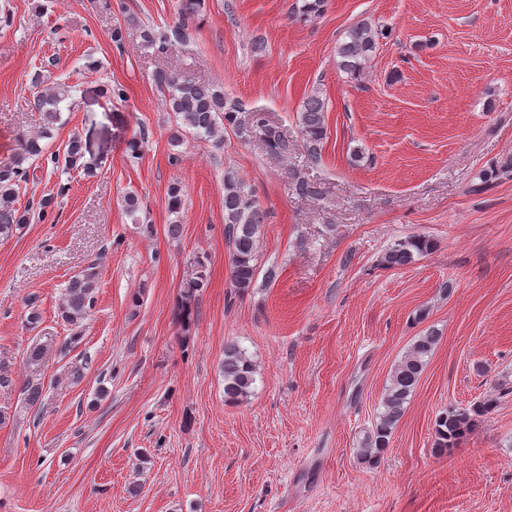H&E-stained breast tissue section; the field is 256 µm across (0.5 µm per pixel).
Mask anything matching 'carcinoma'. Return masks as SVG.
Here are the masks:
<instances>
[{
    "label": "carcinoma",
    "instance_id": "carcinoma-1",
    "mask_svg": "<svg viewBox=\"0 0 512 512\" xmlns=\"http://www.w3.org/2000/svg\"><path fill=\"white\" fill-rule=\"evenodd\" d=\"M201 0H181L177 22L170 29L142 26L139 29L140 46L167 53L176 48L187 36L190 22L195 17ZM382 32L367 22L351 27L336 48L341 58L340 66L348 74L358 76L364 70L377 47ZM35 88L33 108L42 113L44 125H54L60 117V104L70 96V90L60 84H44L39 73L32 78ZM156 84L164 94L165 108L180 121L181 131L192 136L223 141L224 129L230 128L241 138L253 134L261 136L268 153L280 156L288 149V140L278 127L268 123L263 113L249 111L244 104L213 84H199L182 79L176 72L162 70L156 75ZM327 106L317 92L306 96L299 108V133L307 153V161L316 165L321 160L323 140L327 135ZM83 157V145L78 135L68 138L63 154L47 152L37 140L27 139L19 144L10 161L0 164V237L13 235L17 227L29 223L32 217L46 220L53 213L54 202L42 197L29 203L24 210L14 207L22 185L30 180L31 170L38 163L53 167L72 168ZM293 189L302 197L317 198L322 191L317 183L301 172L294 173ZM264 213L253 191L234 173L224 175V236L230 252V279L238 293L252 288L257 275V249ZM434 242L421 235H411L394 243L382 255L384 267L405 266L414 257L431 251ZM98 279L97 266L88 265L72 276L66 285L64 313L76 322L94 304V288ZM206 264L194 261V270L182 283L180 306L176 320L185 323L190 318L197 294L207 285ZM439 342L438 333L428 330L417 336L406 354L395 365L386 385L382 411L372 430L363 439L358 454L368 464L375 463L389 446L392 433L405 413L406 403L416 389L422 373ZM224 401L239 403L252 393L256 366L237 345L224 346ZM497 402L495 398L477 401L467 407L450 406L436 416L434 421L433 448L439 453L455 447L469 434L477 418L490 413Z\"/></svg>",
    "mask_w": 512,
    "mask_h": 512
}]
</instances>
